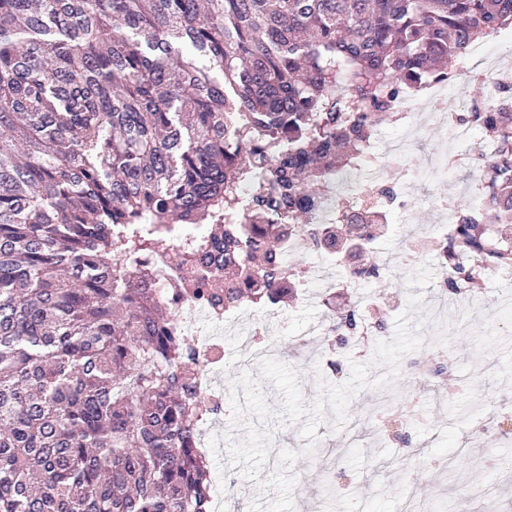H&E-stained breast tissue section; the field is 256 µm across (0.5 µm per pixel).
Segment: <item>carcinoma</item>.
I'll list each match as a JSON object with an SVG mask.
<instances>
[{
	"mask_svg": "<svg viewBox=\"0 0 512 512\" xmlns=\"http://www.w3.org/2000/svg\"><path fill=\"white\" fill-rule=\"evenodd\" d=\"M506 27L512 0H0V512H210L214 408L135 259L173 260L226 311L294 293L289 241L379 279L350 260L388 212L316 224V203L404 88L456 77ZM457 119L493 154L481 208L436 244L452 291L512 268V108ZM149 218L203 236L173 251ZM359 327L336 312L325 335Z\"/></svg>",
	"mask_w": 512,
	"mask_h": 512,
	"instance_id": "cac0c4a2",
	"label": "carcinoma"
}]
</instances>
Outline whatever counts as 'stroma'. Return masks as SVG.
<instances>
[{"label": "stroma", "instance_id": "35a3bbf8", "mask_svg": "<svg viewBox=\"0 0 512 512\" xmlns=\"http://www.w3.org/2000/svg\"><path fill=\"white\" fill-rule=\"evenodd\" d=\"M475 183L463 167L449 168L447 175L431 173L411 182L404 214H392L382 227L375 259L382 269L379 280L362 285L357 293L336 288V304L356 303L363 320L386 323L385 339L395 334V319L407 311L412 289L411 274L424 264L439 268L434 247L407 248L405 233L433 236L440 213L432 200L447 199L449 210L471 204ZM289 266L324 269V280H340L342 268L323 266L319 255L305 247L292 250ZM324 280L315 281L307 293L297 294L288 305L275 308L266 318L252 308L242 322L224 331V385H232L247 366L240 356L237 334L256 322L265 324V342L278 360L299 373L305 403L318 396L319 378L333 377L345 383L351 361L366 362L373 344L354 340L322 345L312 330L330 313L323 300ZM411 327L421 328L425 343L406 354L401 374L385 388L366 386L356 393L350 422L338 427L333 413H326L318 428L320 444L312 455H303L304 439L299 424L274 422L275 448L298 451L289 472L296 480L294 512H399L413 487L426 485L423 512H447L470 508L483 512H512V432L491 431L479 418L500 396L512 394V278L492 271L481 286L460 294L430 281L424 305L412 314ZM448 355L452 373L465 388L454 405L441 404L439 394L424 371L434 353ZM243 430L225 429L223 447L213 449L211 473L234 484L238 496L228 498L224 512H249L260 496L230 462V449Z\"/></svg>", "mask_w": 512, "mask_h": 512}]
</instances>
